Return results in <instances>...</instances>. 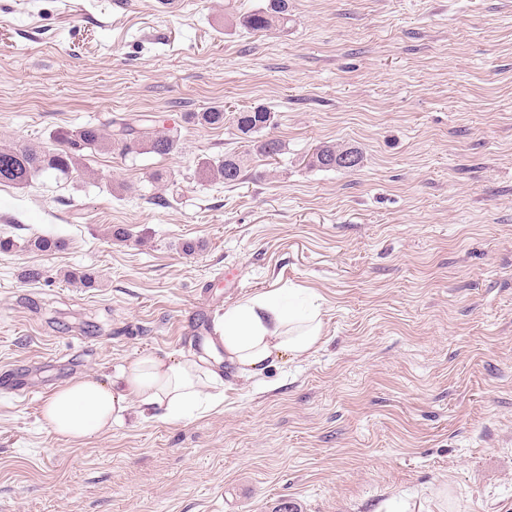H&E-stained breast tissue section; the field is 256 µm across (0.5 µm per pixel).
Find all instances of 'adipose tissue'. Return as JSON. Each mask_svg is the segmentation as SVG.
Returning a JSON list of instances; mask_svg holds the SVG:
<instances>
[{
  "label": "adipose tissue",
  "instance_id": "adipose-tissue-1",
  "mask_svg": "<svg viewBox=\"0 0 512 512\" xmlns=\"http://www.w3.org/2000/svg\"><path fill=\"white\" fill-rule=\"evenodd\" d=\"M322 337L317 295L289 301L279 290L259 294L235 303L214 320L201 354L176 360L143 355L123 366L116 380L73 381L51 393L42 418L66 440L107 431L133 401L144 413L160 407L164 419L185 418L220 404L222 362L235 365L240 374L255 375L274 359L314 350Z\"/></svg>",
  "mask_w": 512,
  "mask_h": 512
}]
</instances>
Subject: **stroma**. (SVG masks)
<instances>
[{
	"mask_svg": "<svg viewBox=\"0 0 512 512\" xmlns=\"http://www.w3.org/2000/svg\"><path fill=\"white\" fill-rule=\"evenodd\" d=\"M225 2L0 0V146L139 114L178 141L0 184V512H512V0H289L258 34ZM254 106L283 154L240 139ZM210 107L223 127L186 122ZM329 143L361 164L310 167ZM233 152L240 184L197 180ZM288 287L320 296L322 344L225 366L217 408L43 424L54 390L201 352L196 322Z\"/></svg>",
	"mask_w": 512,
	"mask_h": 512,
	"instance_id": "stroma-1",
	"label": "stroma"
}]
</instances>
